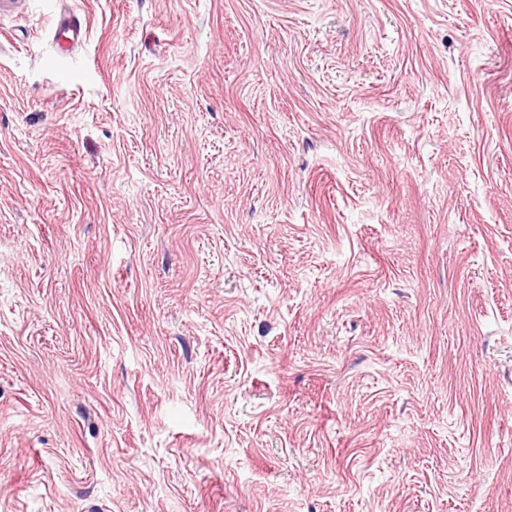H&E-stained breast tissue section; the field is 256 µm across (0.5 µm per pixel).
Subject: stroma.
Instances as JSON below:
<instances>
[{"label": "stroma", "instance_id": "1", "mask_svg": "<svg viewBox=\"0 0 512 512\" xmlns=\"http://www.w3.org/2000/svg\"><path fill=\"white\" fill-rule=\"evenodd\" d=\"M0 512H512V0H0ZM83 35V26L78 19H69L62 22L56 30L55 37H57V45L61 50H64L73 42L79 40Z\"/></svg>", "mask_w": 512, "mask_h": 512}]
</instances>
